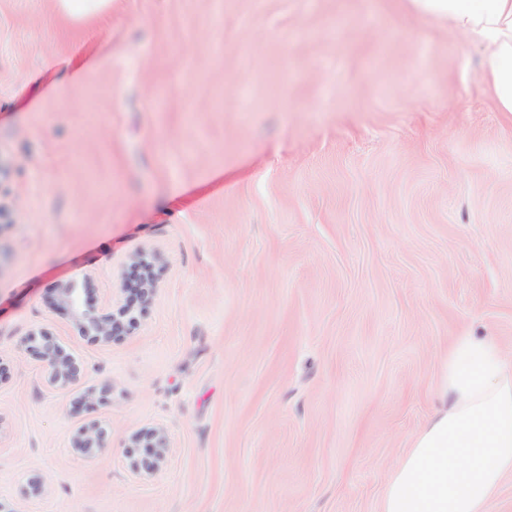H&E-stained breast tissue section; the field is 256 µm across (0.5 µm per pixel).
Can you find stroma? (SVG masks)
I'll list each match as a JSON object with an SVG mask.
<instances>
[{"mask_svg": "<svg viewBox=\"0 0 512 512\" xmlns=\"http://www.w3.org/2000/svg\"><path fill=\"white\" fill-rule=\"evenodd\" d=\"M482 56L398 0H0V512H378L452 336L512 349V114ZM143 249L153 297L81 335L58 289L101 303ZM35 327L78 384L45 387ZM63 14L73 19H81L106 9L112 0H56ZM107 448L105 432L101 424L96 421H88L78 429V438L73 450L85 459H91ZM144 438L149 440L146 448H152V459L144 463L139 461L130 463L131 473L139 480L152 477L166 462L169 448H171L170 438L163 427H155L144 433H137L132 436L131 442L137 445Z\"/></svg>", "mask_w": 512, "mask_h": 512, "instance_id": "obj_1", "label": "stroma"}]
</instances>
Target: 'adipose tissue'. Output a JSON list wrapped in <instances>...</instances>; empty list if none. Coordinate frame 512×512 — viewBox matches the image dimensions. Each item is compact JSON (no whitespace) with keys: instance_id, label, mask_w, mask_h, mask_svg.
I'll return each instance as SVG.
<instances>
[{"instance_id":"1","label":"adipose tissue","mask_w":512,"mask_h":512,"mask_svg":"<svg viewBox=\"0 0 512 512\" xmlns=\"http://www.w3.org/2000/svg\"><path fill=\"white\" fill-rule=\"evenodd\" d=\"M486 47L497 108L512 113V0H405ZM512 475V357L492 336L464 332L445 356L441 405L384 480L380 512H488Z\"/></svg>"}]
</instances>
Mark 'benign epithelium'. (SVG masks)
<instances>
[{
	"mask_svg": "<svg viewBox=\"0 0 512 512\" xmlns=\"http://www.w3.org/2000/svg\"><path fill=\"white\" fill-rule=\"evenodd\" d=\"M137 266L146 272L141 278L136 292L139 299L148 301L156 291V281L153 276V266L156 254L142 250L133 256ZM58 304L66 310L78 331L83 335H91L101 343H109L112 338L124 330L123 318L132 310V302L127 296V289L121 288L112 299L97 307L87 302L84 289L74 282H69L59 289ZM29 348L41 362L45 385L52 391L66 390L78 382L80 367L75 358L66 353L60 343L42 330H32L26 338ZM148 439L147 447L152 449V459L141 463L133 461L130 470L139 480L152 477L166 462L170 438L162 427L152 428L144 433L132 436L134 445L142 439ZM107 448L105 432L101 424L88 421L78 429V438L74 451L77 455L91 459Z\"/></svg>",
	"mask_w": 512,
	"mask_h": 512,
	"instance_id": "1",
	"label": "benign epithelium"
}]
</instances>
